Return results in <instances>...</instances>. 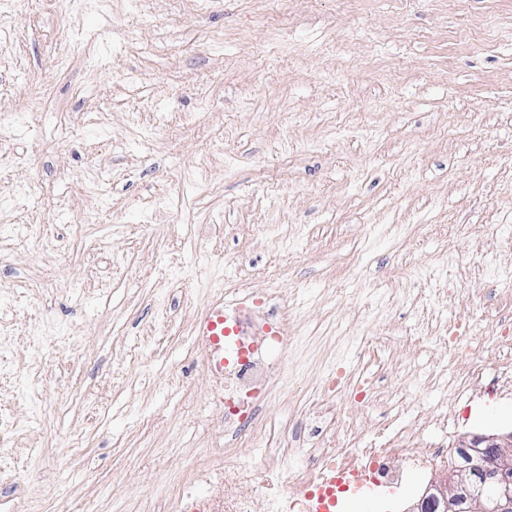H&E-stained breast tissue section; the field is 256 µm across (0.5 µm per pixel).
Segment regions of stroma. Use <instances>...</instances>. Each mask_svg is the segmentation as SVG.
Returning a JSON list of instances; mask_svg holds the SVG:
<instances>
[{"label": "stroma", "mask_w": 512, "mask_h": 512, "mask_svg": "<svg viewBox=\"0 0 512 512\" xmlns=\"http://www.w3.org/2000/svg\"><path fill=\"white\" fill-rule=\"evenodd\" d=\"M1 128L0 512H165L224 445L193 324L234 288L291 301L292 429L326 371L502 357L422 323L512 339V0H0ZM482 386L449 446L512 430ZM458 329L455 325L449 324L445 328V332L448 331V336H437L439 339H447L448 344L454 349H467L475 354L482 353L489 345V339L487 336H482L481 326L477 322H473L471 327L465 329L464 334L458 336H452Z\"/></svg>", "instance_id": "obj_1"}]
</instances>
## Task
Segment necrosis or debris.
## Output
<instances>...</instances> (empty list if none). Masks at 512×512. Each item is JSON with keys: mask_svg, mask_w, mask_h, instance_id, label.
I'll return each instance as SVG.
<instances>
[{"mask_svg": "<svg viewBox=\"0 0 512 512\" xmlns=\"http://www.w3.org/2000/svg\"><path fill=\"white\" fill-rule=\"evenodd\" d=\"M288 306L277 290L258 295L245 292L225 304L224 319L237 332L224 339V462L200 472L199 486L182 491L173 512H314L312 502L321 497L337 501L339 495L367 486L402 483L407 470L453 468L460 449L433 440L415 450L417 432H444L453 414L447 404L433 411H415L403 422L398 411L384 413L381 433L366 439L347 411V394L372 396L377 376L361 373L343 378L327 373L316 394L304 403V415L313 426L301 442L288 444L283 434L262 439L263 409L272 397L271 384L283 380L285 371L275 350L295 344L283 326ZM259 448L260 464H253L241 449L243 442ZM296 461L291 487L280 492V475Z\"/></svg>", "mask_w": 512, "mask_h": 512, "instance_id": "1", "label": "necrosis or debris"}]
</instances>
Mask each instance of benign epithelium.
<instances>
[{
	"label": "benign epithelium",
	"instance_id": "1",
	"mask_svg": "<svg viewBox=\"0 0 512 512\" xmlns=\"http://www.w3.org/2000/svg\"><path fill=\"white\" fill-rule=\"evenodd\" d=\"M472 448L452 477L432 485L435 493L414 512H512V432L476 435L462 441Z\"/></svg>",
	"mask_w": 512,
	"mask_h": 512
}]
</instances>
